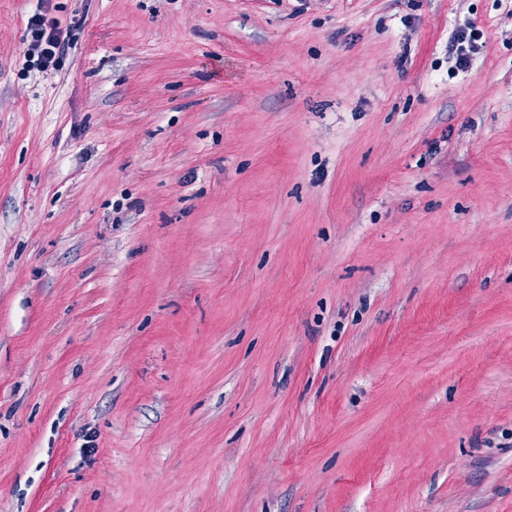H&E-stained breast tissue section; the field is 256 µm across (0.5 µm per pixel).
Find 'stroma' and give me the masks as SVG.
<instances>
[{
    "label": "stroma",
    "mask_w": 512,
    "mask_h": 512,
    "mask_svg": "<svg viewBox=\"0 0 512 512\" xmlns=\"http://www.w3.org/2000/svg\"><path fill=\"white\" fill-rule=\"evenodd\" d=\"M41 4L0 512H512V0ZM32 14L27 21L26 29L29 36L26 50L27 62H32L41 72L56 67L57 58L63 53L70 36L64 34L59 25L48 19L49 6Z\"/></svg>",
    "instance_id": "1"
}]
</instances>
